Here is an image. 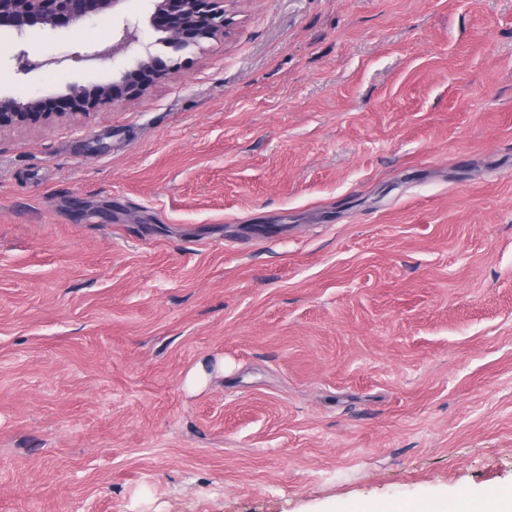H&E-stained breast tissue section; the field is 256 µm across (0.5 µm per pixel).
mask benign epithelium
Masks as SVG:
<instances>
[{"mask_svg":"<svg viewBox=\"0 0 512 512\" xmlns=\"http://www.w3.org/2000/svg\"><path fill=\"white\" fill-rule=\"evenodd\" d=\"M126 0H0V26L10 31L13 57L18 73L28 75L47 66L59 65L61 58L33 61L26 50L29 32L34 29H70L94 15L112 14V34L108 41L76 53V62L105 65L116 56L137 51L133 66L91 86L69 85L60 99L72 104L68 109L45 107L41 97L27 99L0 95V131L40 124L60 118L81 120L129 99L133 90L144 92L157 80L178 68L172 55L196 47L204 40L225 36L228 21L227 0H150L153 11L148 24L160 34L155 43L142 39L139 22L119 16L118 7ZM166 48L171 56L152 51L153 45Z\"/></svg>","mask_w":512,"mask_h":512,"instance_id":"obj_1","label":"benign epithelium"}]
</instances>
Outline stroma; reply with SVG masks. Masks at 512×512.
<instances>
[{"mask_svg": "<svg viewBox=\"0 0 512 512\" xmlns=\"http://www.w3.org/2000/svg\"><path fill=\"white\" fill-rule=\"evenodd\" d=\"M226 8L148 92L0 132V512L512 492V0ZM111 33L23 76L0 32V94L110 80L71 55ZM211 370V371H210ZM224 374V361H216L213 366L209 359H202L189 371L186 377V385L191 390L204 387L212 373Z\"/></svg>", "mask_w": 512, "mask_h": 512, "instance_id": "1", "label": "stroma"}]
</instances>
